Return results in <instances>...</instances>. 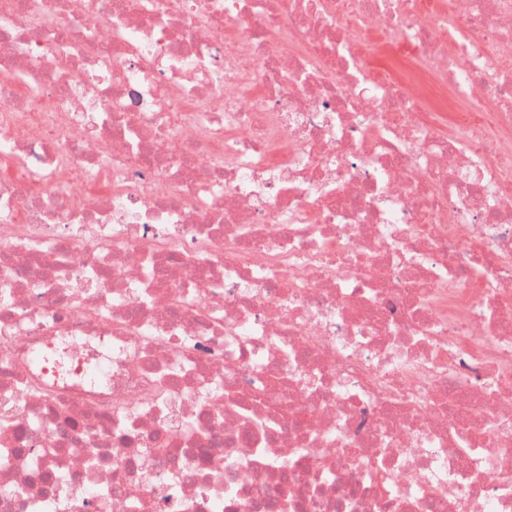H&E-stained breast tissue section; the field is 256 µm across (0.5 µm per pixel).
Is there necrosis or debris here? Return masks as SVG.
<instances>
[{"instance_id":"4bbe7bcc","label":"necrosis or debris","mask_w":512,"mask_h":512,"mask_svg":"<svg viewBox=\"0 0 512 512\" xmlns=\"http://www.w3.org/2000/svg\"><path fill=\"white\" fill-rule=\"evenodd\" d=\"M0 512H512V0H0Z\"/></svg>"}]
</instances>
